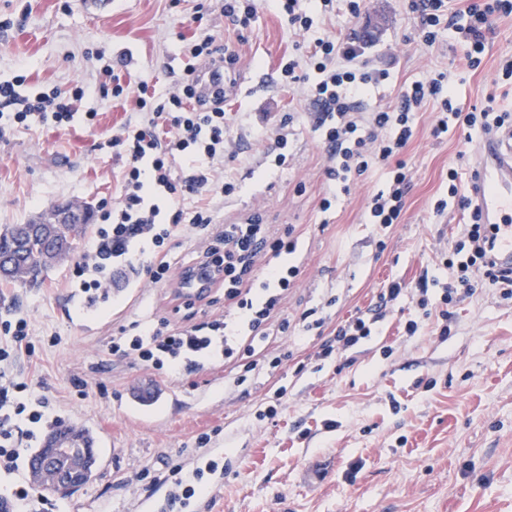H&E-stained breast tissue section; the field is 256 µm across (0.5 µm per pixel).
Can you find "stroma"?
Here are the masks:
<instances>
[{
	"mask_svg": "<svg viewBox=\"0 0 512 512\" xmlns=\"http://www.w3.org/2000/svg\"><path fill=\"white\" fill-rule=\"evenodd\" d=\"M256 7L257 19L240 40L225 28L224 0H107L100 11L87 0H0V18L26 15L22 26L0 28V80L25 76L26 93L69 91L79 83L90 89L69 128L36 121L0 137V225L30 223L58 204L116 205L124 162L107 142L146 122L133 102L140 82L168 89L191 62L176 33L211 35L236 51L231 76L238 87L224 100L226 157L212 161L216 187L202 204L221 224L256 213L291 229L295 253L263 256L257 267L299 269L278 306L287 334L255 343L280 363L259 365L241 385L229 363L167 376L111 349L113 334L135 322L164 320L176 328L221 318L223 289L186 309L177 304L174 281L155 284L118 267L114 301L102 305L97 334L85 335L72 322L75 260L51 269L40 287H0V320L28 322L30 351L4 367L27 386L20 401L31 408L49 399L59 422L89 429L98 442L93 479L63 497L35 490L29 512H70L75 500L84 512H138L140 498L161 490L136 474L189 466L204 434L209 447L224 451L223 484L194 485L206 512H512V301L500 298L495 285L482 282L451 305L448 337L439 336L436 318L424 317L407 291L388 304L369 338L328 361L315 356L349 316L372 313L389 281L411 285L424 273L448 281L444 254L463 219L451 207L436 215L432 205L448 195V168L458 170V186L468 191L472 145L454 129L432 140L435 112L423 109L405 154L411 190L400 223L384 228L369 221L366 201L388 180L380 169L320 212L329 189L327 151L303 90L284 88L279 79L282 59L308 39H362L370 64L391 70L389 81L366 95L371 112L404 85L448 68L460 43L451 34L430 48L410 41L408 0H366L353 25L346 0H336L305 36L290 31L267 0ZM99 48L124 62L131 96L125 105H113L99 89ZM510 53L507 19L497 25L483 70L456 76L460 102L483 103L501 57ZM89 111L94 121L86 120ZM282 129L288 163L279 167L271 152ZM225 180L237 186L228 196L218 189ZM311 308L323 324L306 331L300 317ZM409 318L418 322L411 336L403 329ZM140 385L154 388L151 405L135 403ZM281 387L287 394L275 399ZM272 404L276 415H266Z\"/></svg>",
	"mask_w": 512,
	"mask_h": 512,
	"instance_id": "35a3bbf8",
	"label": "stroma"
}]
</instances>
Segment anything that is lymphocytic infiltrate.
Here are the masks:
<instances>
[{"label": "lymphocytic infiltrate", "mask_w": 512, "mask_h": 512, "mask_svg": "<svg viewBox=\"0 0 512 512\" xmlns=\"http://www.w3.org/2000/svg\"><path fill=\"white\" fill-rule=\"evenodd\" d=\"M416 16L413 39L431 47L440 31L458 34L464 45L459 70L475 73L484 66L486 50L499 21L512 17V0H410ZM363 49L354 42L334 35L317 38L303 51L301 58H289L281 72L289 88L307 89L317 107L315 126L324 136L329 164L328 181L349 190L351 183L370 169H387V187L378 191L368 203L372 223L385 227L398 223L411 188L405 160L406 150L414 137L415 116L426 106H433L438 118L430 129L433 139L447 136L449 129L471 137L473 130L489 131L512 124V114L499 111L495 94H488L481 106L465 107L455 97L451 70L434 72L415 81L387 107L362 113V101L371 86L388 80V71L374 68L362 59ZM139 109L148 111L145 126L125 129L113 136L110 148H122L125 159L124 184L118 206L100 215L104 226L85 261L76 269L77 284L86 292L110 298L111 291L100 275L107 260L117 259L129 267L142 268L153 282L166 280L170 263L163 245L183 223L194 224L213 241L199 261L211 268L216 281L224 289L225 314L222 319L206 324L172 328L167 323L141 324L133 336L112 339L113 352L133 355L150 367L169 376L199 367L215 356L212 332L223 331L224 360L245 359V371L257 364L254 341L266 333L280 302L293 287L299 273L297 267H275L268 271L263 283H255L253 272L259 254L278 256L296 250L290 233H279L262 222L259 215L222 227H214L213 217L204 211L185 212L182 201L201 194L212 183L208 162L224 151V92L216 90L212 100L201 99L193 84L179 80L175 91L160 94L140 83ZM86 95L85 87H77L71 97L59 93L21 94L10 81H0V110L6 111L12 127L27 126L32 118L52 121L64 128L75 116V104ZM183 161L181 174H174L176 161ZM456 170L448 172V196L437 199L435 213H443L455 205L466 213L467 224L460 232L453 255L444 264L457 274L453 283L442 286L439 311L440 337H447L451 318L446 305L453 299L455 285H462L465 295H472L479 278H487L500 287L503 299L512 300V274L497 272L486 260L481 245L483 226L470 196L460 192ZM168 200V212L158 205L147 204L153 193ZM148 241L153 251L139 250ZM25 384L0 380V468L15 469L21 456L9 423L27 415L30 423L54 422V408L48 399L37 402L35 410H27L18 402Z\"/></svg>", "instance_id": "f902f5d3"}]
</instances>
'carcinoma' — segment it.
<instances>
[{
	"label": "carcinoma",
	"instance_id": "cac0c4a2",
	"mask_svg": "<svg viewBox=\"0 0 512 512\" xmlns=\"http://www.w3.org/2000/svg\"><path fill=\"white\" fill-rule=\"evenodd\" d=\"M86 231L84 224H51L47 232L25 229L23 224L0 226V284L36 285L60 261L78 253ZM74 438L73 447L63 453L54 449L60 435ZM94 438L83 428L59 425L46 435L38 456L58 474L78 486L87 484L94 476L96 465Z\"/></svg>",
	"mask_w": 512,
	"mask_h": 512
}]
</instances>
